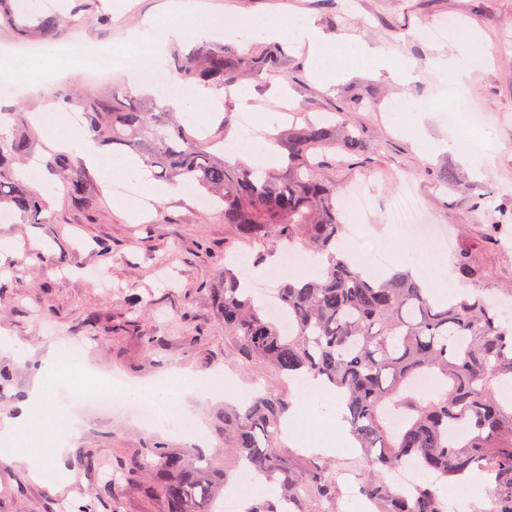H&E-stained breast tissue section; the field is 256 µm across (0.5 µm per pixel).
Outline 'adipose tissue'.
Listing matches in <instances>:
<instances>
[{
  "label": "adipose tissue",
  "mask_w": 512,
  "mask_h": 512,
  "mask_svg": "<svg viewBox=\"0 0 512 512\" xmlns=\"http://www.w3.org/2000/svg\"><path fill=\"white\" fill-rule=\"evenodd\" d=\"M35 122L50 130L55 148L79 150L98 171L103 183L115 180L137 179L148 181L150 194L161 199L171 194L172 186L149 182L148 171L143 162L134 156L109 160L103 158L96 144L88 135L69 123L64 112L48 103L34 117ZM418 245H402L396 251L398 268L423 275L428 288H436L448 277V260L444 256H431L428 267H420L415 254L421 253ZM102 382L86 367L69 362L62 350L52 351L40 367L25 410L14 419L0 422V459L23 460L34 470H44L46 462L59 456L72 437L68 417L67 399L72 395H85L100 391ZM224 392V373L216 371L208 378L183 374L172 377L154 386L151 396L158 408L160 423L184 429L183 419L189 411V399H205ZM323 407L328 411V421H335L337 407L332 390L322 388L316 382H308L296 392L284 428L292 437L295 447H309L315 440L309 429L311 412ZM60 428L54 435H47L46 428L52 422Z\"/></svg>",
  "instance_id": "obj_1"
}]
</instances>
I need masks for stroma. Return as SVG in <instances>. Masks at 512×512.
I'll return each instance as SVG.
<instances>
[{
  "mask_svg": "<svg viewBox=\"0 0 512 512\" xmlns=\"http://www.w3.org/2000/svg\"><path fill=\"white\" fill-rule=\"evenodd\" d=\"M96 0L104 22L64 23L54 36L24 34L0 25V44L24 41L123 46L146 18L168 14L171 0ZM193 11L223 16L227 24L265 16L303 14L330 40L357 37L381 47L397 61L412 65L416 78L404 83L387 72H357L325 88L313 74L307 48L284 41L285 56L277 76L248 82L247 99L231 96L223 107L233 114L252 113L254 136L274 140L278 131L340 112L359 135L363 150L348 164L327 168V177L343 188L365 182L374 206L360 225L362 239L348 245L352 259L382 272L378 253L400 241L384 206L405 181H413L422 206L448 232L449 246L440 254L469 253L479 268L477 284L486 293L512 286V223L498 225L500 212L512 209V0H192ZM457 17L466 32L478 36L484 51L464 81L449 82L435 70L440 55L457 53L456 33L437 41L419 39L418 31L440 17ZM77 88L122 99L132 84L116 81L95 86L81 71H65L37 90L0 94V110L33 115L58 102L62 88ZM416 100L428 111L393 113L392 100ZM478 109L487 122L477 137L493 164L473 174L441 144L455 137L448 111ZM416 126L427 147L408 134ZM72 165L85 174L83 191L72 198L58 190L59 179L46 173L48 221L26 224L20 217L0 223V240L13 253L0 264V335L17 340L18 354L0 353V368L9 383L0 389V420L14 416L29 397L32 367L51 348L85 342L88 368L124 384H154L179 370L203 376L221 369L236 394L195 401L191 410L205 432L203 441L163 429L147 430L129 415L86 408L75 411L78 432L52 467L59 481L35 479L27 464L0 461V512H71L88 499L111 471L115 457H134L161 446L172 452L221 449L220 466H232L233 451L224 448V411L238 404V391L279 387L270 367L238 364L224 357V322L213 293L215 276L227 253L255 261L275 248L273 240L246 242L218 210L201 207L196 193L152 202L148 212L132 217L125 197L104 185L85 157L70 152ZM453 172L442 183L440 170ZM52 252L53 262L33 258V251ZM95 449L97 472H87L76 451Z\"/></svg>",
  "mask_w": 512,
  "mask_h": 512,
  "instance_id": "1",
  "label": "stroma"
}]
</instances>
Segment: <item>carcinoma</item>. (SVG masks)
<instances>
[{"label": "carcinoma", "instance_id": "cac0c4a2", "mask_svg": "<svg viewBox=\"0 0 512 512\" xmlns=\"http://www.w3.org/2000/svg\"><path fill=\"white\" fill-rule=\"evenodd\" d=\"M281 62L274 45L256 43L240 52L205 42L187 55L172 54L166 67L184 85L203 82L229 91L277 74ZM64 101L82 109L94 141L137 156L154 177L188 185L212 200L242 238L274 236L326 257L319 278L288 275L280 284L281 309L294 326L288 333L255 305L241 274L224 268L216 288L224 355L263 362L290 381L320 379L336 388L344 419L371 468L411 466L431 476L405 493L372 475L362 479L359 494L378 504V512H446L448 483L476 471L493 480L495 512H512V400L496 396L499 387L512 383V320L503 302L473 290L441 299L405 272L379 279L352 263L342 249L341 187L322 170L329 154L360 152L353 132L330 118L293 124L276 136L286 151L284 166L261 172L225 158L216 147L224 138L199 136L158 97L126 104L67 94ZM12 116L14 131L0 136V214L17 212L27 224H44L45 196L22 185L9 167L31 139L21 113ZM50 167L70 194H80L84 174L67 158H55ZM455 272L466 282L477 278L465 252L457 256ZM424 374L434 389L420 392L414 383ZM289 406L285 396L268 389L224 412V442L235 452L236 473L246 462L255 478L277 483L290 512H322L317 505L333 502L338 492L328 468L313 460L293 474L283 465L281 421ZM117 469L131 480L150 481L148 491L164 500L166 512H213L230 479L205 454L164 448L121 460ZM113 491L101 486L77 512L107 506L117 512Z\"/></svg>", "mask_w": 512, "mask_h": 512}]
</instances>
